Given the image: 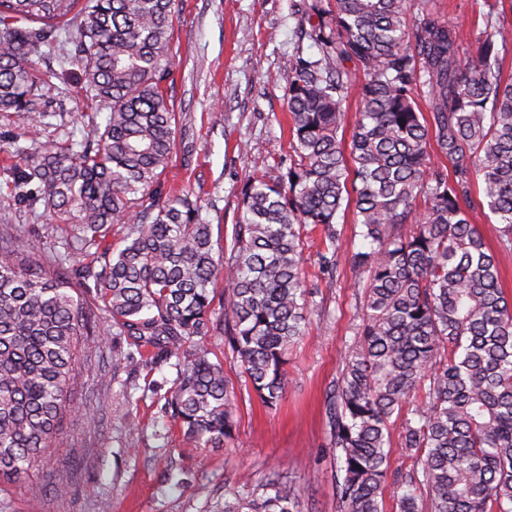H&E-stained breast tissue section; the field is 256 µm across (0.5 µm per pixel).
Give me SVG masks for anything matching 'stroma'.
Here are the masks:
<instances>
[{
	"label": "stroma",
	"instance_id": "obj_1",
	"mask_svg": "<svg viewBox=\"0 0 512 512\" xmlns=\"http://www.w3.org/2000/svg\"><path fill=\"white\" fill-rule=\"evenodd\" d=\"M434 8L462 30V52L486 38L473 0H435ZM292 9L293 0H177L176 64L165 91L178 136L160 189H190L208 223L234 224L245 172L260 162L267 177H277L288 157L280 72L294 52L318 54ZM64 54L58 48L43 61L55 76L37 140L23 136L16 115L0 112V216L26 245L51 254L65 251L73 230L51 227L42 211L20 203L4 171L18 165L33 142L66 147L104 126L106 110L85 92L80 68L64 63ZM337 229L333 277L319 271V235L305 245V268L316 285L311 325L289 351L287 391L278 410L250 400L243 378L227 372L240 403L239 450L184 443L164 409L175 367L113 370V353L128 345L106 335L103 349L79 371L63 439L35 475L45 497L34 507L19 489H4L0 512H101L106 502L111 512H223L225 497L240 488L241 473L258 479L272 471L302 488L305 512H338L337 452L330 446L325 399L361 322L351 262L364 242L354 212H346ZM130 414L137 426L128 424Z\"/></svg>",
	"mask_w": 512,
	"mask_h": 512
}]
</instances>
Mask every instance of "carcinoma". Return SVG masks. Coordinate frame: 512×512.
I'll return each instance as SVG.
<instances>
[{"label":"carcinoma","instance_id":"1","mask_svg":"<svg viewBox=\"0 0 512 512\" xmlns=\"http://www.w3.org/2000/svg\"><path fill=\"white\" fill-rule=\"evenodd\" d=\"M175 13L176 0H0V112L36 133L52 77L36 65L71 28L67 62L108 108L93 143L41 146L4 174L30 208L77 228L79 250L117 224L126 242L76 265L28 249L0 220V486L44 497L30 476L61 438L103 319L129 345L112 371L174 362L165 410L184 440L239 447L236 389L200 340L224 337L248 391L277 409L288 349L310 323L305 242L320 234L319 269L332 271L351 207L368 249L353 256L362 323L327 395L339 512H383L388 491L399 512H512V301L470 220L488 211L512 250V77L501 67L512 29L498 25L462 58L459 29L426 0H299L319 57L284 62L290 166L245 174L239 216L215 239L192 191L155 189L176 143L164 91ZM395 452L408 468L391 471ZM241 485L224 512H302L301 488L275 471Z\"/></svg>","mask_w":512,"mask_h":512}]
</instances>
